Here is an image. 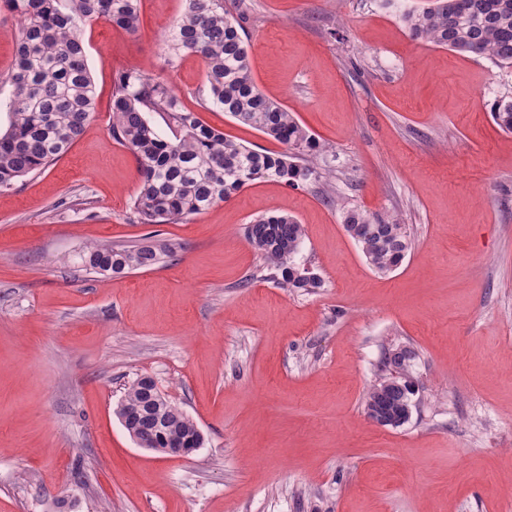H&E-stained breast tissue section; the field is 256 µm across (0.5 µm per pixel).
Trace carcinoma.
Returning <instances> with one entry per match:
<instances>
[{
	"mask_svg": "<svg viewBox=\"0 0 512 512\" xmlns=\"http://www.w3.org/2000/svg\"><path fill=\"white\" fill-rule=\"evenodd\" d=\"M19 17L20 38L10 71L0 76L11 95L0 102L10 118L0 133V192L17 189L62 158L84 132L95 109L94 81L87 62L84 26L105 20L128 32L138 28L140 0H4ZM241 3L238 16L224 0H184L180 17L164 39L168 62L184 54L205 66L201 107L221 110L284 146L280 152L248 148L205 123L182 106L172 87L144 70L123 72L112 92V139L134 156L141 181L133 210L143 224H173L229 201L255 180L276 181L299 189L322 176L312 157L327 146L305 129L294 113L268 99L250 72ZM414 39L460 54H476L495 63L512 64V0H431L402 15ZM490 112L495 123L512 131V97L496 99ZM161 117L168 133L147 118ZM345 231L379 274L399 267L411 250L406 225L397 215L344 212ZM247 236L267 269L284 288H319L292 264L303 228L285 215L268 216L247 227ZM175 247L89 245L78 264L100 275L120 276L149 269L173 256ZM410 351L385 358L395 372L371 388L366 410L379 422L407 419L411 407ZM122 403L141 409L125 427L141 431L145 419L160 423L156 438L175 437L182 444H203L197 424L180 407L160 399L152 384L135 380Z\"/></svg>",
	"mask_w": 512,
	"mask_h": 512,
	"instance_id": "obj_1",
	"label": "carcinoma"
}]
</instances>
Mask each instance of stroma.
I'll list each match as a JSON object with an SVG mask.
<instances>
[{
  "mask_svg": "<svg viewBox=\"0 0 512 512\" xmlns=\"http://www.w3.org/2000/svg\"><path fill=\"white\" fill-rule=\"evenodd\" d=\"M252 78L324 143L323 177L257 180L178 224L132 209L133 155L112 138L119 73L164 79L207 125L278 142L200 106L204 64L168 66L183 0H140L130 33L85 28L95 112L59 161L0 192V512H512V132L492 102L512 67L409 36L427 0H246ZM401 214L412 248L367 265L342 207ZM304 228L282 287L246 237ZM170 243L176 255L104 277L86 245ZM408 346L409 420L365 412L382 358ZM149 376L197 423L186 456L137 447L115 408Z\"/></svg>",
  "mask_w": 512,
  "mask_h": 512,
  "instance_id": "35a3bbf8",
  "label": "stroma"
}]
</instances>
